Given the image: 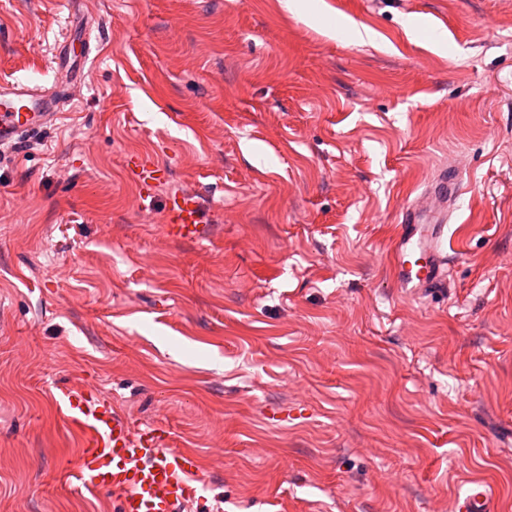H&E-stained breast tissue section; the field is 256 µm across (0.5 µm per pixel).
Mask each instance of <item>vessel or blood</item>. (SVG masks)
I'll use <instances>...</instances> for the list:
<instances>
[{
    "instance_id": "vessel-or-blood-1",
    "label": "vessel or blood",
    "mask_w": 512,
    "mask_h": 512,
    "mask_svg": "<svg viewBox=\"0 0 512 512\" xmlns=\"http://www.w3.org/2000/svg\"><path fill=\"white\" fill-rule=\"evenodd\" d=\"M62 105L59 93L23 81L0 83V147L18 143L50 126ZM135 175L153 188L164 179L151 157L138 158ZM165 230L173 239L202 242L203 209L192 191L172 194L164 211ZM454 255L448 238V210L425 211L408 204L402 231L388 260L399 288L423 295L447 287V265ZM65 419L82 438L75 469L80 485L112 493L117 512H185L203 500L208 483L195 452L174 446L169 429L138 424L99 391L83 386L64 392ZM454 512H497L495 493L483 481L467 484Z\"/></svg>"
}]
</instances>
